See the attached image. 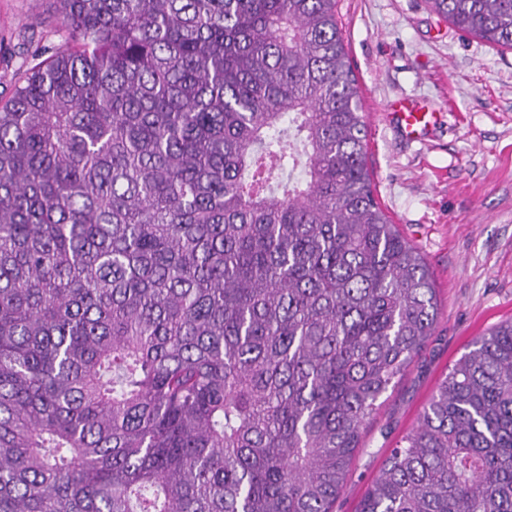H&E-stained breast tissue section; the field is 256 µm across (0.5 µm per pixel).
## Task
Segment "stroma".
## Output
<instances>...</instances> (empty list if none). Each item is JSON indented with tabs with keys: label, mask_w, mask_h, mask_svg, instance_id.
<instances>
[{
	"label": "stroma",
	"mask_w": 512,
	"mask_h": 512,
	"mask_svg": "<svg viewBox=\"0 0 512 512\" xmlns=\"http://www.w3.org/2000/svg\"><path fill=\"white\" fill-rule=\"evenodd\" d=\"M375 195L424 257L439 304L422 352L380 399L335 512H356L437 384L495 324L512 319V50L463 35L426 0H340ZM57 0H0V101L64 45ZM419 96L435 129L404 141L389 101Z\"/></svg>",
	"instance_id": "35a3bbf8"
}]
</instances>
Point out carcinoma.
I'll list each match as a JSON object with an SVG mask.
<instances>
[{
  "instance_id": "1",
  "label": "carcinoma",
  "mask_w": 512,
  "mask_h": 512,
  "mask_svg": "<svg viewBox=\"0 0 512 512\" xmlns=\"http://www.w3.org/2000/svg\"><path fill=\"white\" fill-rule=\"evenodd\" d=\"M0 105V512H335L433 334L338 0H57ZM512 49V0H427ZM357 512H512V320Z\"/></svg>"
}]
</instances>
